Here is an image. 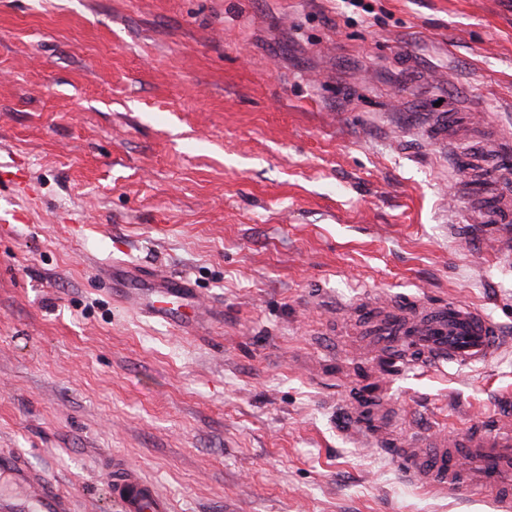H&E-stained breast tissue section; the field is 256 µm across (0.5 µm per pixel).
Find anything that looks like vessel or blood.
I'll list each match as a JSON object with an SVG mask.
<instances>
[{
  "mask_svg": "<svg viewBox=\"0 0 512 512\" xmlns=\"http://www.w3.org/2000/svg\"><path fill=\"white\" fill-rule=\"evenodd\" d=\"M492 221L500 226L493 239L496 251L511 253L512 232L507 226L512 223V208L504 207ZM114 294L125 306L173 323L181 317L189 290L183 277L157 276L145 288H118ZM369 310L368 340L375 347H395V356L387 360L395 370L441 363L464 369L512 351V336L504 335L497 321L474 306L434 304L408 297L397 302L375 301ZM348 412L357 439L378 435V424L365 418L357 399H350ZM396 455L407 479L417 486L446 491L488 487L497 493L502 512H512L510 420L498 418L477 430L427 436L397 449ZM3 475L11 479L16 490L0 492V512H74V493L29 469L18 456L0 452ZM111 488L119 512H175L170 498L135 468L122 469Z\"/></svg>",
  "mask_w": 512,
  "mask_h": 512,
  "instance_id": "vessel-or-blood-1",
  "label": "vessel or blood"
}]
</instances>
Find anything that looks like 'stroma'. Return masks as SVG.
<instances>
[{"label": "stroma", "instance_id": "stroma-1", "mask_svg": "<svg viewBox=\"0 0 512 512\" xmlns=\"http://www.w3.org/2000/svg\"><path fill=\"white\" fill-rule=\"evenodd\" d=\"M448 114V142L431 122ZM512 0H0V449L78 512L140 467L176 512H499L408 482L400 444L512 416V355L386 375L367 297L512 327ZM187 278L167 324L97 268ZM348 412L354 423V435L357 440H364L366 437H374L380 443L387 444L392 439L387 436L378 438L380 425L376 424L374 419L368 420L363 415L362 407L356 398H351L348 403Z\"/></svg>", "mask_w": 512, "mask_h": 512}]
</instances>
